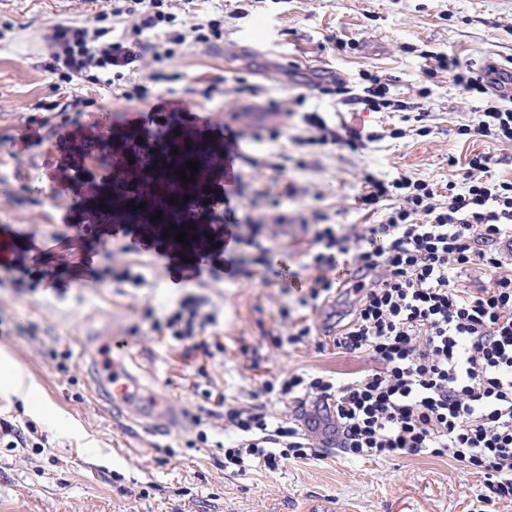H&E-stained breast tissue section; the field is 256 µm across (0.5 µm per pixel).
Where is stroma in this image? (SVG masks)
<instances>
[{
  "label": "stroma",
  "instance_id": "obj_1",
  "mask_svg": "<svg viewBox=\"0 0 512 512\" xmlns=\"http://www.w3.org/2000/svg\"><path fill=\"white\" fill-rule=\"evenodd\" d=\"M174 29L217 23L222 33L211 48L177 47L172 60L145 63L106 87L88 78H67L45 37L52 24L66 22L105 30L121 29L113 0H0V225L14 233L17 259L0 268V351L36 379L37 397L22 401L0 394V420L31 425L33 445L9 447L0 439V512H512V502L494 497L483 475L461 469L448 457L427 454L381 460L346 456L339 443L325 442L306 423L317 399L277 400L263 392L266 382L285 373L351 378L374 369L375 360L336 348L313 336L303 343L276 346L289 322H327L356 299L345 290L335 304L299 305L301 289L280 283L239 279L226 272L202 273L203 294L219 307L208 327L207 352L153 335L147 313L162 315L182 295L164 262L153 254L116 252L115 262L147 268V287L99 288L69 283L64 291L47 280L37 290L10 288L11 269L60 263L57 251H39L42 241L69 235L88 214L85 180L95 177L99 152L84 155L76 142L61 138L54 105L79 101L81 131L96 130L101 113L114 126L142 107L123 89L155 71H177L176 103L211 113L237 130L262 113L263 102L240 98L231 80L265 85L273 99L302 97L277 140L240 142L238 150L262 158L288 151L304 168L289 167V180L309 196L287 203L289 212L320 206L332 222L364 226L381 223L390 208L358 209L361 179L390 180L405 175L467 189L466 163L473 154L492 155L491 173L512 181V145L492 143L477 131L480 114L500 97L468 96L447 74L427 76L431 55L455 54L481 69L486 60L512 61V0H176ZM257 42L274 67L261 65L242 47L243 36ZM355 49L337 50L340 42ZM332 70L359 81L369 72L389 80L392 99L418 103V110L350 112L336 100L305 90L303 72ZM215 87L204 98L206 87ZM319 113L328 124L348 121L375 132L379 141L353 152L341 146L299 145L302 114ZM41 123L43 143L24 148L27 122ZM468 135H458L459 127ZM276 261L300 280L316 251L312 233L288 227ZM124 337L144 382L160 383L170 406L186 414L171 433L144 427L142 418L119 411L98 389L100 344ZM263 409L287 419L306 434L319 459L281 460L276 468L258 465L239 472L225 467L224 411L191 418L205 393ZM205 430L207 443L196 440Z\"/></svg>",
  "mask_w": 512,
  "mask_h": 512
}]
</instances>
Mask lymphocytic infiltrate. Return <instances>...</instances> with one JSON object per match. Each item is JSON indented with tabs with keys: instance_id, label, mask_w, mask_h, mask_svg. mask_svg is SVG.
Returning a JSON list of instances; mask_svg holds the SVG:
<instances>
[{
	"instance_id": "f902f5d3",
	"label": "lymphocytic infiltrate",
	"mask_w": 512,
	"mask_h": 512,
	"mask_svg": "<svg viewBox=\"0 0 512 512\" xmlns=\"http://www.w3.org/2000/svg\"><path fill=\"white\" fill-rule=\"evenodd\" d=\"M170 0H127L113 15L128 16L121 33L58 23L49 40L68 77L95 76L114 84L138 70L146 57H170L183 44L210 46L203 25L163 32L175 19ZM354 112L401 110L388 96L381 76L362 82L341 78L318 84ZM314 146L341 145L356 150L366 138L356 126L329 124L306 116ZM492 158L480 152L469 158L466 192L438 202L433 184L400 176L390 181L365 177L356 198L360 209L392 202L383 223L338 231L327 214L313 211L302 224L314 225L315 274L300 303L315 305L337 286L332 271L339 256L353 254L357 271L371 281L352 319L336 338L338 348L373 358L376 369L353 378L288 374L279 379L278 397L296 392L331 403L344 454L368 460L430 454L448 456L464 469L484 472L497 499L512 500V266L500 250L512 240V182L493 180ZM247 214L235 227L244 251L231 271L251 279L273 268L274 242L288 233V213L265 188L246 189ZM257 256H249V249ZM482 266L488 284L470 294L457 288L452 273ZM98 286L142 288L148 283L140 266H88ZM206 297L188 292L175 308L153 319L151 332L205 347L203 335L216 324ZM224 427L234 434L224 450L225 466L246 470L272 468L288 457L303 458V434L266 413L232 403L224 406Z\"/></svg>"
}]
</instances>
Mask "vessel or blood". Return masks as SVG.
Here are the masks:
<instances>
[{
    "label": "vessel or blood",
    "mask_w": 512,
    "mask_h": 512,
    "mask_svg": "<svg viewBox=\"0 0 512 512\" xmlns=\"http://www.w3.org/2000/svg\"><path fill=\"white\" fill-rule=\"evenodd\" d=\"M484 72L492 91L512 99V62H488ZM124 144L115 150L101 165L100 171L112 175L116 183H123L124 175L131 167L142 166L148 155H157L161 148L176 142L184 144L206 141L215 146L216 152L210 161L209 172L195 173L193 180L185 181L167 178L160 183H138L135 193L126 195L128 205L150 203L151 199L176 198L178 206L174 211L177 226H184L185 214L208 211L220 213L232 191L238 169L235 159L223 152L224 130L217 127L207 112H163L145 110L129 116V127L123 133ZM113 234L128 236L132 244L141 250L153 253L160 260H172L174 280H182L192 269H200L213 263L218 252H230L235 248L229 225H210L209 232L219 249L201 246L198 240L190 244L176 241L165 224L129 225L128 221H115ZM112 349L117 357L113 359V372L102 375L100 385L111 387L120 405L136 416L152 413L161 420L166 429L177 427L183 419L182 413L169 409L165 396L142 386L138 376L124 368L121 356L127 347L120 337H113Z\"/></svg>",
    "instance_id": "1"
}]
</instances>
